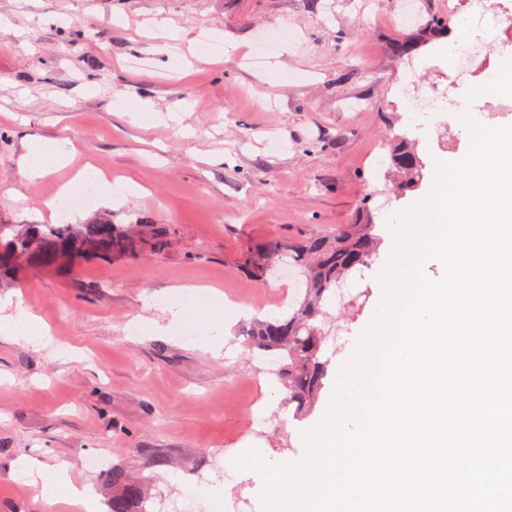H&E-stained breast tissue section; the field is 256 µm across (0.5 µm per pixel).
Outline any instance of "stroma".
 <instances>
[{
	"instance_id": "1",
	"label": "stroma",
	"mask_w": 512,
	"mask_h": 512,
	"mask_svg": "<svg viewBox=\"0 0 512 512\" xmlns=\"http://www.w3.org/2000/svg\"><path fill=\"white\" fill-rule=\"evenodd\" d=\"M0 0V224H48L56 187L92 164L140 186L118 201L98 197L73 211L84 224L144 221L171 244L137 256L81 266L26 267L0 279V302L21 298L49 328L50 344L0 333V512H50L15 474L23 456L53 467L99 499L109 472L149 477L151 498L178 499L187 484L221 474L224 459L250 450L273 465L302 461L301 434L323 408L298 419L284 398L254 383L246 316L216 353L182 336L165 299L172 288L208 286L251 309L270 310L300 288L281 271L257 280L244 265L251 248L308 234L336 235L358 221L377 224L383 242L359 283L330 307L332 337L323 400L336 369L378 303L377 276L392 246L391 226L430 188L397 194L372 168L386 140L407 133L427 166L464 155L455 110L423 131L396 99L399 85L462 102L470 118L512 125V99L484 93L505 63L488 51L459 76L442 42L415 46L402 61L394 44L419 23L468 19L449 0ZM176 26L183 59L202 40L233 46L190 74L172 67L158 37ZM283 35L262 69L251 54L260 36ZM148 102L155 123L129 107ZM67 139L69 165L32 182L23 175L31 140ZM268 402L264 436L251 432ZM96 455L100 465L88 469Z\"/></svg>"
}]
</instances>
